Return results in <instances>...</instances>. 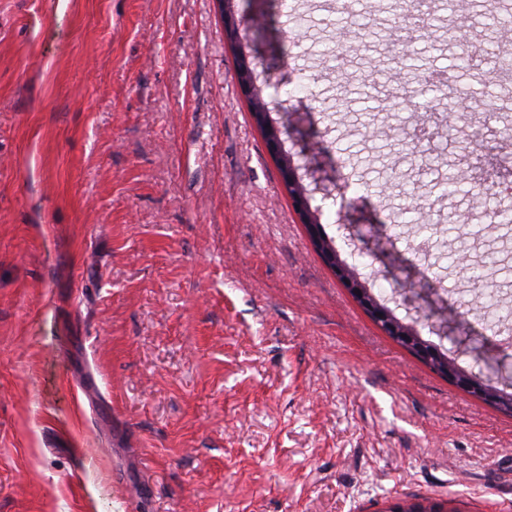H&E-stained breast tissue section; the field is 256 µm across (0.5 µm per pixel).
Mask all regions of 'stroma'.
Here are the masks:
<instances>
[{
	"instance_id": "stroma-1",
	"label": "stroma",
	"mask_w": 512,
	"mask_h": 512,
	"mask_svg": "<svg viewBox=\"0 0 512 512\" xmlns=\"http://www.w3.org/2000/svg\"><path fill=\"white\" fill-rule=\"evenodd\" d=\"M0 0V512H387L450 500L512 512V415L433 372L359 305L312 246L239 87L240 57L297 167L309 209L365 287L481 379L512 386V327L472 308L473 268L512 307V240L482 195L512 186V140L483 125L512 89L452 67L440 22L414 44L446 98L366 81L392 66L395 24L360 0ZM494 0H464L472 42ZM306 18L288 21L289 9ZM355 44L344 75L326 69ZM465 103L447 140L395 135ZM468 168L435 202L404 161ZM399 162L383 183L380 169ZM466 215L464 260L394 220Z\"/></svg>"
}]
</instances>
